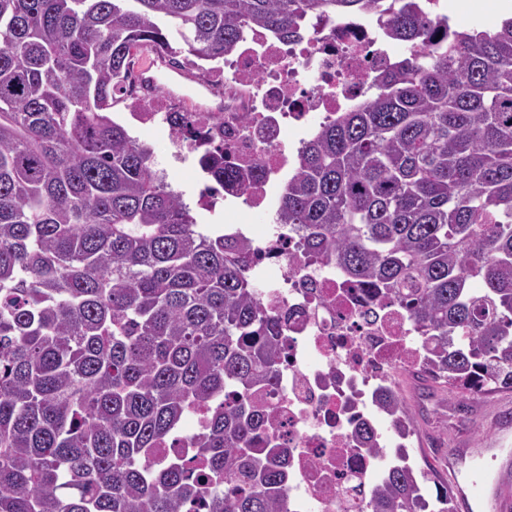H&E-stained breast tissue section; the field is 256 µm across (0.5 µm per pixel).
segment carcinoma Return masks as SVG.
Masks as SVG:
<instances>
[{
    "label": "carcinoma",
    "instance_id": "obj_1",
    "mask_svg": "<svg viewBox=\"0 0 512 512\" xmlns=\"http://www.w3.org/2000/svg\"><path fill=\"white\" fill-rule=\"evenodd\" d=\"M386 15L414 55L318 126L274 223L401 305L453 399L512 391V16L448 32L417 0H0V512H288L264 411L288 319L108 109L143 49L220 62L262 29ZM212 181L236 176L207 153ZM479 281L482 287H473ZM415 424L401 394L379 402ZM207 413L196 468L153 450ZM366 512H454L398 449Z\"/></svg>",
    "mask_w": 512,
    "mask_h": 512
}]
</instances>
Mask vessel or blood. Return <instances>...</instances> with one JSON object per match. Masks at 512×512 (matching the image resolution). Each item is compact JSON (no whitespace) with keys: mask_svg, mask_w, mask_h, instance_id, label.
<instances>
[{"mask_svg":"<svg viewBox=\"0 0 512 512\" xmlns=\"http://www.w3.org/2000/svg\"><path fill=\"white\" fill-rule=\"evenodd\" d=\"M505 437L493 445L444 449L442 457L448 483L453 487L458 512H512V448ZM498 459L495 473L482 469L486 457Z\"/></svg>","mask_w":512,"mask_h":512,"instance_id":"vessel-or-blood-1","label":"vessel or blood"}]
</instances>
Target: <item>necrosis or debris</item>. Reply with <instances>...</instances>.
<instances>
[{"label":"necrosis or debris","mask_w":512,"mask_h":512,"mask_svg":"<svg viewBox=\"0 0 512 512\" xmlns=\"http://www.w3.org/2000/svg\"><path fill=\"white\" fill-rule=\"evenodd\" d=\"M409 52L386 37L383 16L346 13L308 22L288 43L249 32L207 79L214 103L204 108L156 91L141 71L128 82L125 105L138 128H162L179 159L220 149L240 176L205 185L197 203L236 215L231 230L250 248L263 306L288 317L278 377L254 400L285 448L289 512H363L375 450L411 445L378 398L421 369L428 351L398 306L343 287L335 265L308 263L299 233L242 223L276 209L314 128L366 99L374 77Z\"/></svg>","instance_id":"necrosis-or-debris-1"}]
</instances>
